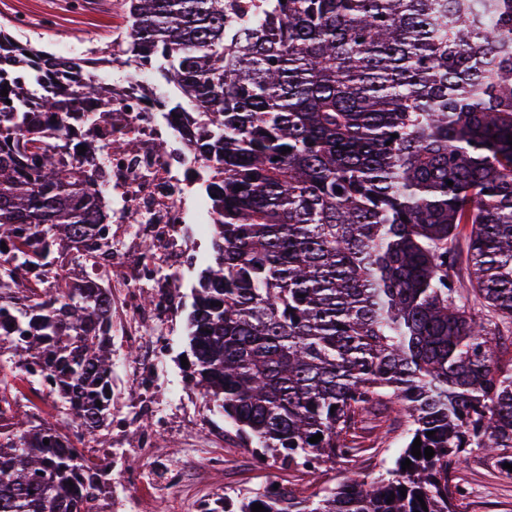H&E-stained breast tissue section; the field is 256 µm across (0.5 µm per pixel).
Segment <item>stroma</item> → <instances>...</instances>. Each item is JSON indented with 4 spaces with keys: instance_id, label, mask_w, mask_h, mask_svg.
Here are the masks:
<instances>
[{
    "instance_id": "stroma-1",
    "label": "stroma",
    "mask_w": 512,
    "mask_h": 512,
    "mask_svg": "<svg viewBox=\"0 0 512 512\" xmlns=\"http://www.w3.org/2000/svg\"><path fill=\"white\" fill-rule=\"evenodd\" d=\"M26 16L28 29L22 37L38 41L51 52L81 39L100 46L109 41L125 19L120 0H0V23ZM195 277H187L178 292L179 306L168 322L169 345L165 353L150 358L144 344L132 345L121 337L112 339V414L117 422L107 429L108 447L99 449L96 461L112 465V456L123 453L132 470L154 466L159 460L179 459L190 454L203 458L213 448L224 451V470L204 471L195 466L181 487L168 497L142 494L138 512H168V499L179 503L181 512H194L198 491L220 495L229 491H252L275 480L304 494L315 487H334L355 471L377 479L404 446L400 433L391 434L385 444L365 449L354 469L338 467L311 484L300 473L259 466L240 448L222 415L213 410L201 390L190 381L181 357L188 353L187 315L191 309ZM458 475L469 486L463 512H512V478L491 466L482 455H473Z\"/></svg>"
}]
</instances>
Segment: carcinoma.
<instances>
[{"label": "carcinoma", "mask_w": 512, "mask_h": 512, "mask_svg": "<svg viewBox=\"0 0 512 512\" xmlns=\"http://www.w3.org/2000/svg\"><path fill=\"white\" fill-rule=\"evenodd\" d=\"M122 7L118 52L209 122L199 146L224 173L188 317L196 384L253 459L315 479L355 462L371 420L405 440L376 481L308 496L271 482L205 512H461L473 452L512 464V360L495 358L512 339V0ZM61 66L81 61L0 26V78L32 75L0 112V512H104L112 483L90 455L112 425V294L27 276L76 242L82 263H112L92 178L43 136L57 98L100 90L41 93ZM41 379L62 425L22 409Z\"/></svg>", "instance_id": "carcinoma-1"}]
</instances>
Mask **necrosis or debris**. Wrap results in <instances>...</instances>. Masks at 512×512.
<instances>
[{"mask_svg": "<svg viewBox=\"0 0 512 512\" xmlns=\"http://www.w3.org/2000/svg\"><path fill=\"white\" fill-rule=\"evenodd\" d=\"M153 72L142 62L112 79L97 58L85 59L71 80H91L103 90L91 99L60 102L56 121L67 131V157L83 151L96 158L92 190L106 212L107 237L136 255L113 264L107 281L128 319L123 334L156 349L165 334L158 314L175 309V296L157 294L155 308L144 310L140 291L155 286L158 267L177 271L197 261L183 239L190 230L207 235L213 215L201 178L208 163L191 144L194 118L176 113L157 92Z\"/></svg>", "mask_w": 512, "mask_h": 512, "instance_id": "4bbe7bcc", "label": "necrosis or debris"}]
</instances>
